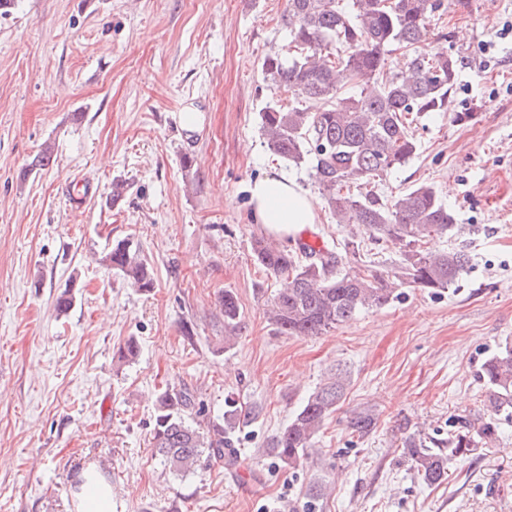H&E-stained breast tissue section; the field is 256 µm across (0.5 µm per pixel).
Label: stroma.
Segmentation results:
<instances>
[{"label": "stroma", "mask_w": 512, "mask_h": 512, "mask_svg": "<svg viewBox=\"0 0 512 512\" xmlns=\"http://www.w3.org/2000/svg\"><path fill=\"white\" fill-rule=\"evenodd\" d=\"M444 4L428 47L457 60L448 109L413 124L415 156L375 190L435 187L465 228L436 246H464L470 268L457 291L411 290L312 337L267 319L279 283L252 256L256 178L275 172L311 196L318 222L304 239L339 270L357 264L351 239L386 267L399 252L335 223L309 166L266 146L260 112L296 102L262 69L288 55V0H16L0 15V512H76L75 478L99 467L112 512H512V424L449 461L440 486L401 461L404 436H447L481 409L477 370L512 337V0ZM189 110L194 131L179 121ZM47 144L51 164L19 180ZM116 178L130 190L114 205ZM126 237L155 270L152 292L100 261ZM227 290L242 314L229 348ZM131 336L140 353L118 362ZM339 369L344 397L316 454L282 466L273 435ZM168 387L211 417L260 407L237 434L239 468L206 455L183 476L164 465L151 432ZM363 410L376 426L357 438L347 421Z\"/></svg>", "instance_id": "1"}]
</instances>
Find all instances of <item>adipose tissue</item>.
Here are the masks:
<instances>
[{
  "label": "adipose tissue",
  "mask_w": 512,
  "mask_h": 512,
  "mask_svg": "<svg viewBox=\"0 0 512 512\" xmlns=\"http://www.w3.org/2000/svg\"><path fill=\"white\" fill-rule=\"evenodd\" d=\"M256 223L281 240H295L317 221L311 197L294 181L279 174L255 180L251 189Z\"/></svg>",
  "instance_id": "obj_1"
}]
</instances>
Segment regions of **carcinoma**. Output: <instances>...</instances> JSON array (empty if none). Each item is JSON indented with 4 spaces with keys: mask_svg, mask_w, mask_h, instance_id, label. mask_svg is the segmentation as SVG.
Here are the masks:
<instances>
[{
    "mask_svg": "<svg viewBox=\"0 0 512 512\" xmlns=\"http://www.w3.org/2000/svg\"><path fill=\"white\" fill-rule=\"evenodd\" d=\"M442 6L443 0H352L348 9L341 0H288L284 23L292 55L286 60L268 57L263 69L273 82L315 108L269 107L260 113L267 147L296 165L311 163L312 178L336 223L350 224L356 231L368 228L375 241L395 242L401 256L388 268L367 258L342 272L331 255L304 263L272 239L255 238L254 261L280 280L268 307L272 324L283 335L319 336L365 310L400 300L407 288L442 295L458 287L468 270L470 259L464 250L429 247L436 239L463 233L434 187L420 185L390 201L371 189L414 156L413 122L425 112L448 109L457 63L444 51L425 50L429 18ZM392 46L411 53L409 70L401 77L386 73ZM348 85L357 91L344 96ZM52 154V147L45 145L23 176L48 166ZM100 262L132 288L149 292L156 286L153 266L129 238L112 241ZM218 303L224 312L227 349L241 330V312L229 290ZM478 378L485 387L486 413L450 425L446 439L420 433L405 436L404 454L420 482L443 483L449 460L496 441L501 426L512 424V340L484 360ZM344 389L345 375L339 372L310 394L272 438V457L290 468L309 459ZM259 415L257 406L231 405L224 418H210L192 394L166 388L154 403L152 445L177 475L192 471L205 452L235 467L240 455L232 447L231 434ZM374 426V417L366 412L349 420V430L359 437Z\"/></svg>",
    "mask_w": 512,
    "mask_h": 512,
    "instance_id": "carcinoma-1",
    "label": "carcinoma"
}]
</instances>
